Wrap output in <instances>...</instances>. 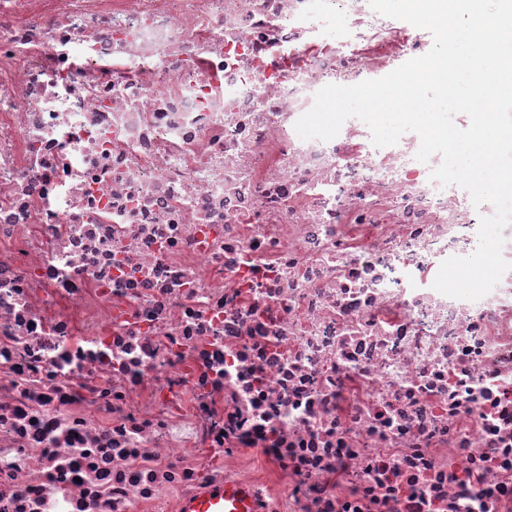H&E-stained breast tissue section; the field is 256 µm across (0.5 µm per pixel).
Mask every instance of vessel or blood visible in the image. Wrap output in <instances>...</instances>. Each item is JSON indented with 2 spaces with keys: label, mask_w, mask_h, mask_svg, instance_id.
Wrapping results in <instances>:
<instances>
[{
  "label": "vessel or blood",
  "mask_w": 512,
  "mask_h": 512,
  "mask_svg": "<svg viewBox=\"0 0 512 512\" xmlns=\"http://www.w3.org/2000/svg\"><path fill=\"white\" fill-rule=\"evenodd\" d=\"M183 512H267V508L255 486L227 481L198 488L185 500Z\"/></svg>",
  "instance_id": "1"
}]
</instances>
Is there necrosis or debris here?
<instances>
[{
  "label": "necrosis or debris",
  "mask_w": 512,
  "mask_h": 512,
  "mask_svg": "<svg viewBox=\"0 0 512 512\" xmlns=\"http://www.w3.org/2000/svg\"><path fill=\"white\" fill-rule=\"evenodd\" d=\"M369 0H0V512H512V269L328 84L424 55ZM262 493L253 485L226 481L204 485L183 504V512H266Z\"/></svg>",
  "instance_id": "4bbe7bcc"
}]
</instances>
